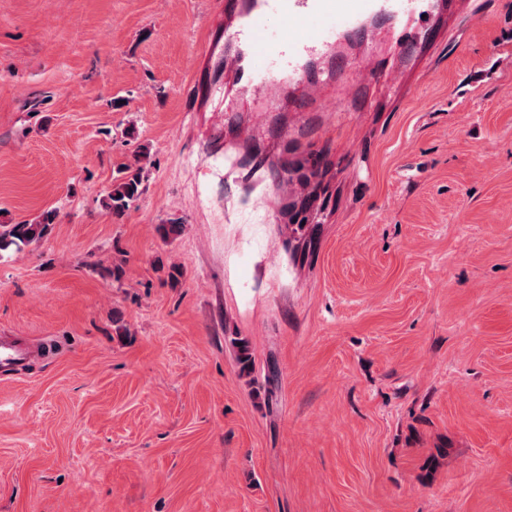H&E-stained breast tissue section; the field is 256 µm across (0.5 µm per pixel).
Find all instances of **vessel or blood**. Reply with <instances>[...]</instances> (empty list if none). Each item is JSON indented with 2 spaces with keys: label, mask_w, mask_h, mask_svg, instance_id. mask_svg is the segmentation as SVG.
Segmentation results:
<instances>
[{
  "label": "vessel or blood",
  "mask_w": 512,
  "mask_h": 512,
  "mask_svg": "<svg viewBox=\"0 0 512 512\" xmlns=\"http://www.w3.org/2000/svg\"><path fill=\"white\" fill-rule=\"evenodd\" d=\"M421 0H224V83L234 92L230 112H261L306 80L308 59L326 57L337 39L363 18L381 11L416 12ZM315 28L296 34L298 24ZM30 355L0 340V369L10 370Z\"/></svg>",
  "instance_id": "vessel-or-blood-1"
}]
</instances>
